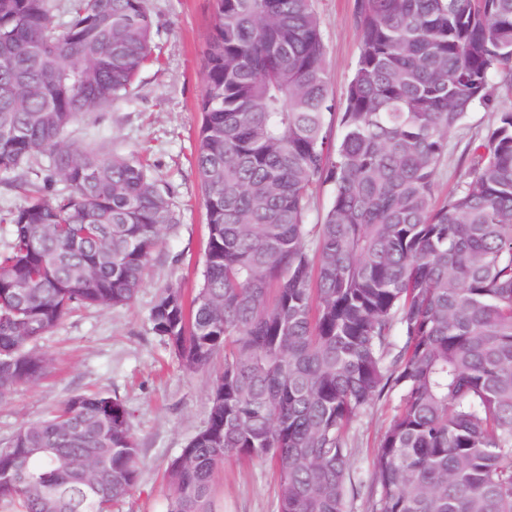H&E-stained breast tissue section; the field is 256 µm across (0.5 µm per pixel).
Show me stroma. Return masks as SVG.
Listing matches in <instances>:
<instances>
[{"label":"stroma","mask_w":512,"mask_h":512,"mask_svg":"<svg viewBox=\"0 0 512 512\" xmlns=\"http://www.w3.org/2000/svg\"><path fill=\"white\" fill-rule=\"evenodd\" d=\"M155 27L153 63L139 72L128 96L75 122L70 142L104 152L147 159L152 176L171 192L178 222L164 231L151 255L145 283L133 303L91 308L66 316L38 343L49 360L45 375L0 404V448L24 424L49 416L73 395L92 391L120 399L131 411L140 448L138 481L112 512H166L165 470L207 421L210 384L222 369L216 357L189 373L152 331L150 309L162 288H198L207 229L193 154L201 114L205 51L215 0H147ZM325 45L329 91L342 101L359 55L356 0H314ZM493 116L482 107L468 113L449 137L448 155L434 182L444 197L469 166L466 147L486 135ZM398 397L372 404L354 426L353 468L367 476L381 434ZM278 477L268 462L225 461L218 475V512H277Z\"/></svg>","instance_id":"obj_1"}]
</instances>
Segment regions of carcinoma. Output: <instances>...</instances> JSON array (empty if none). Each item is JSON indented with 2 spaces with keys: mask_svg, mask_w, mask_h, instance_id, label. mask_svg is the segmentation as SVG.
Segmentation results:
<instances>
[{
  "mask_svg": "<svg viewBox=\"0 0 512 512\" xmlns=\"http://www.w3.org/2000/svg\"><path fill=\"white\" fill-rule=\"evenodd\" d=\"M356 22L337 112L312 0H215L202 283L163 288L150 321L187 371L224 366L167 512H215L228 458L275 466L278 512H348L353 425L389 395L370 512H512V0H356ZM153 29L147 0H0V175L26 193L0 216V404L45 374L37 342L70 311L134 301L177 223L140 158L66 141L129 93ZM476 106L495 121L438 202ZM318 179L334 195L308 224ZM139 451L122 401L74 395L0 448V500L111 512ZM492 119L491 112L477 106L468 113L464 123L449 136L448 156L440 164L435 177L436 197L443 198L463 179L469 166L466 147L474 139H483Z\"/></svg>",
  "mask_w": 512,
  "mask_h": 512,
  "instance_id": "obj_1",
  "label": "carcinoma"
}]
</instances>
